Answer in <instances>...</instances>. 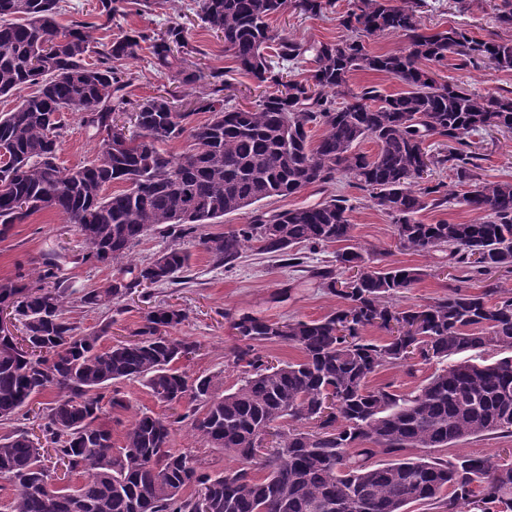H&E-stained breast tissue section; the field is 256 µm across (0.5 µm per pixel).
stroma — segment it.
Listing matches in <instances>:
<instances>
[{
	"label": "stroma",
	"mask_w": 512,
	"mask_h": 512,
	"mask_svg": "<svg viewBox=\"0 0 512 512\" xmlns=\"http://www.w3.org/2000/svg\"><path fill=\"white\" fill-rule=\"evenodd\" d=\"M358 3L359 0H335L333 7L318 18L289 12L275 16L271 26L279 33L299 39L333 40L344 33L339 24L340 15ZM502 3L503 0H471L469 9L462 12L455 0H421L419 15L422 26L430 30L458 26L481 39L496 36L512 39V29L502 28L497 21ZM170 21L183 24L192 43L201 50L198 69L203 75L202 80L190 89L176 86L167 75L153 69L147 50L142 49L124 63L126 72L134 76L127 89L129 97L142 99L163 95L187 103L192 97L208 93L206 76L210 71L219 70L225 72L231 85L234 104L242 108L254 106L260 94L255 80L231 70V62L224 54L223 40L203 27L197 16L195 0H168L164 8L147 12L127 8L125 13L113 18L107 36L113 39L130 30L157 33ZM426 68L435 72L438 80L459 84L472 92L512 91V71L505 72L488 65L460 67L451 61L441 65L430 62ZM65 121L57 162L60 167L71 169L95 156L97 141L82 126L78 115L66 114ZM475 142L476 150L482 156L479 176L492 181H512V131H487L476 136ZM329 193L343 194L349 200L354 226L352 246L369 253L386 254L388 260L397 265L421 270V281L409 293L394 298L395 306L403 308L436 300L446 296L449 288L461 280L465 281L469 291H478L479 281L466 280L462 270L449 267L445 252L402 249L388 214L366 193L352 187L347 178H339L325 191L310 187L290 197L264 200L261 208L271 211L312 205ZM185 246L191 253L185 282L153 288L146 300L134 293L110 306L83 308L74 302L69 307V317L85 331L107 327L108 332L101 340L102 347L106 348L131 339L142 327L148 307L170 306L183 310L186 319L172 329L171 335L196 344L197 350L179 360V370L192 379L220 376L225 389L229 390L237 387L241 379L240 370L228 363V354L236 344L233 321L240 314L250 313L281 322L295 317L317 319L340 303L339 298L322 288L318 278L319 271L338 270V245L309 252L306 263L296 268L282 265L277 259L252 249L246 250L233 266L225 268L215 265L195 241H186ZM81 251L82 242L73 225L67 224L55 211L45 210L25 223L13 225L6 235L0 236V278L30 271L46 254L56 256L62 277L79 293L100 287L116 275V268L79 261ZM118 390L128 401V410L105 415L106 422L112 427V444L116 447L121 446L123 432L137 414L167 411L166 406L156 401L140 382L120 383Z\"/></svg>",
	"instance_id": "1"
}]
</instances>
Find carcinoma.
Masks as SVG:
<instances>
[{
  "label": "carcinoma",
  "mask_w": 512,
  "mask_h": 512,
  "mask_svg": "<svg viewBox=\"0 0 512 512\" xmlns=\"http://www.w3.org/2000/svg\"><path fill=\"white\" fill-rule=\"evenodd\" d=\"M63 0H0V97L32 92L0 113V236L14 224L52 209L77 228L81 261L117 266L121 276L84 293L88 307L117 303L134 290L174 283L189 269L181 240L198 229L265 199L288 197L337 176L368 193L392 219L405 250L448 251V261L468 279L512 270V182L478 178L480 154L471 137L491 128L512 131V96L481 94L439 82L421 63L455 55L464 65L512 70V40L479 39L451 26L423 30L415 0H360L341 16L347 34L334 41H303L275 32L269 20L294 9L324 14L330 0H197L205 28L224 40L236 69L263 88L258 103L242 109L225 94L224 73L210 74L213 88L173 114L160 95L133 100L119 63L141 44L151 65L181 87L200 75L192 58L201 54L186 28L169 24L159 34L132 31L88 62L97 22L63 27ZM168 0H99L97 18L112 21L127 5L163 8ZM59 31L45 50L40 31ZM407 37L401 51L378 54L358 34ZM309 60L302 79L294 65ZM371 71L399 81L406 90L384 95L374 86L353 89L350 73ZM81 115L93 130V160L72 169L56 163L63 114ZM131 113L133 130L111 134L118 113ZM197 112L210 113L191 125ZM321 127L318 140L311 128ZM188 138L193 147L174 157L158 143ZM366 138L378 146L356 151ZM452 143L429 151L428 141ZM428 153V178L418 173ZM448 171L453 187L433 173ZM114 182L125 189L112 194ZM30 201L28 210L18 203ZM458 201L480 217L469 223L425 224L420 212ZM346 197L332 195L309 206L254 214L251 223L218 234H200L198 245L215 264L233 265L245 249L303 264L293 251H314L352 239ZM158 232L171 244L147 262L131 264L133 249ZM336 262L357 268L351 291L336 288L333 271L318 273L321 286L345 305L317 320L281 323L241 314L233 322L239 345L229 361L244 374L224 389L216 376L188 381L175 368L195 346L162 333L186 318L181 309L155 307L144 315L138 339L108 349L100 340L108 326L84 331L67 317L68 286L55 257L28 273L0 279V307L22 325L21 340L0 338V422L18 419L33 397L51 393L45 441L68 474L86 473L75 485L53 487L42 446L29 431L0 435V475L17 488L9 512H197L201 491L210 512H407L421 502L438 512H512V461L500 454L451 458L415 455V448L450 450L460 441L490 433L512 436V286L488 282L478 292L460 287L426 305L399 309L392 297L409 292L423 273L345 249ZM386 332L383 342L365 337ZM298 349L294 362L271 364L260 345ZM498 350L492 363H450L469 351ZM432 362L440 368L416 390L370 385L386 368L411 376ZM137 380L165 405L190 397L183 413L136 415L112 446V429L99 423L104 409L128 402L106 391ZM332 392L336 410L326 413ZM188 423L193 435L240 463L213 476L189 451L169 448L173 425ZM377 456L388 461L378 463Z\"/></svg>",
  "instance_id": "obj_1"
}]
</instances>
